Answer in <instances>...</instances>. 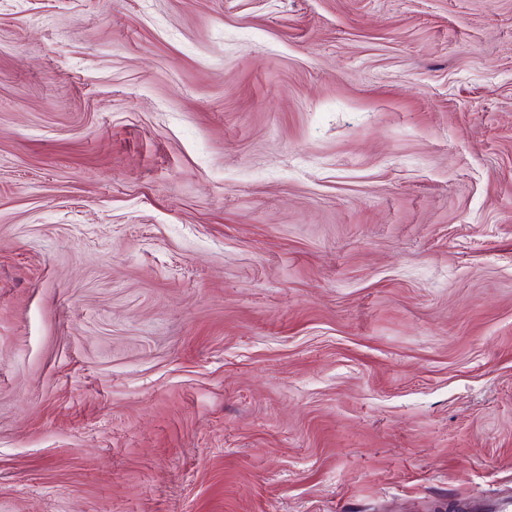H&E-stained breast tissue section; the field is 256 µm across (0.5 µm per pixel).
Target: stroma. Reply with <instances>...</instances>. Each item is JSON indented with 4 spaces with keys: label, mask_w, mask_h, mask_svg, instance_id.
I'll use <instances>...</instances> for the list:
<instances>
[{
    "label": "stroma",
    "mask_w": 512,
    "mask_h": 512,
    "mask_svg": "<svg viewBox=\"0 0 512 512\" xmlns=\"http://www.w3.org/2000/svg\"><path fill=\"white\" fill-rule=\"evenodd\" d=\"M508 486L512 0H0V512Z\"/></svg>",
    "instance_id": "stroma-1"
}]
</instances>
